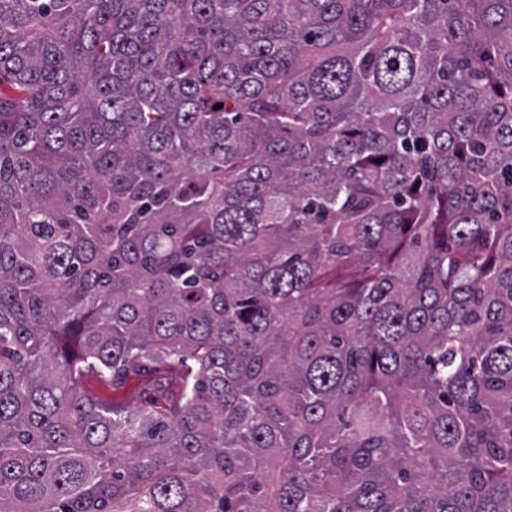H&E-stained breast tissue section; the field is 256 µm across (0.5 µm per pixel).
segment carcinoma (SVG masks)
Here are the masks:
<instances>
[{"mask_svg": "<svg viewBox=\"0 0 512 512\" xmlns=\"http://www.w3.org/2000/svg\"><path fill=\"white\" fill-rule=\"evenodd\" d=\"M0 512H512V0H0Z\"/></svg>", "mask_w": 512, "mask_h": 512, "instance_id": "carcinoma-1", "label": "carcinoma"}]
</instances>
